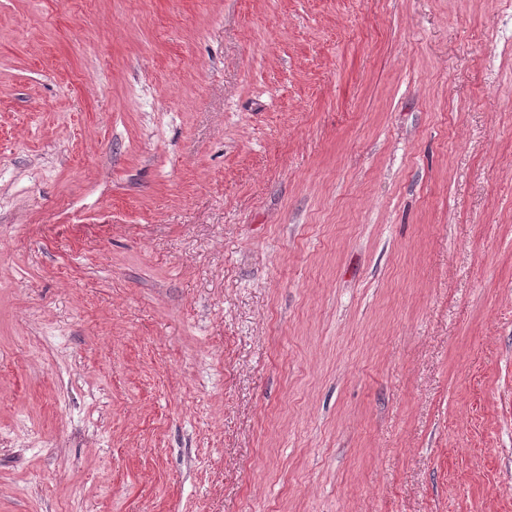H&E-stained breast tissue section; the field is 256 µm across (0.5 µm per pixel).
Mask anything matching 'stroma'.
<instances>
[{"mask_svg": "<svg viewBox=\"0 0 512 512\" xmlns=\"http://www.w3.org/2000/svg\"><path fill=\"white\" fill-rule=\"evenodd\" d=\"M0 512H512V0H0Z\"/></svg>", "mask_w": 512, "mask_h": 512, "instance_id": "1", "label": "stroma"}]
</instances>
